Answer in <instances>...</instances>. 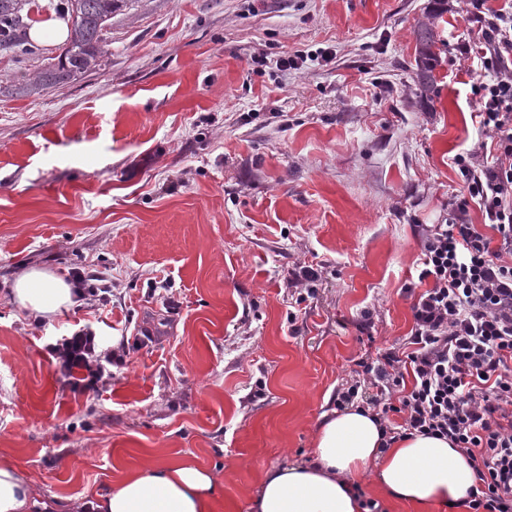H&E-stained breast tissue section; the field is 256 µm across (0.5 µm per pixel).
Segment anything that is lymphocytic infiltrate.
Masks as SVG:
<instances>
[{
	"label": "lymphocytic infiltrate",
	"instance_id": "1",
	"mask_svg": "<svg viewBox=\"0 0 512 512\" xmlns=\"http://www.w3.org/2000/svg\"><path fill=\"white\" fill-rule=\"evenodd\" d=\"M467 19L484 43L468 75L486 140L453 158L464 186L448 221L418 229L427 288L407 338L363 362L336 407L371 410L391 442L448 440L477 473L469 512H512V10L467 0ZM49 349L62 374L84 371V389L112 376L116 354L91 326Z\"/></svg>",
	"mask_w": 512,
	"mask_h": 512
}]
</instances>
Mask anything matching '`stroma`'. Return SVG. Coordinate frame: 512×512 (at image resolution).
Here are the masks:
<instances>
[{"instance_id":"1","label":"stroma","mask_w":512,"mask_h":512,"mask_svg":"<svg viewBox=\"0 0 512 512\" xmlns=\"http://www.w3.org/2000/svg\"><path fill=\"white\" fill-rule=\"evenodd\" d=\"M431 7L125 0L105 65L32 95L14 84L60 45L0 49V458L36 496L94 500L156 454L209 471L214 512H252L357 361L402 342L424 289L417 227L447 220L452 158L482 137L463 0L438 21V95L421 97ZM296 50L312 61L280 67ZM303 264L324 274L300 303ZM32 268L97 270L111 300L34 316L8 299ZM85 325L126 350L95 394L47 349Z\"/></svg>"}]
</instances>
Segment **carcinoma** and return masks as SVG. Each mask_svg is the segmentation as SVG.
Masks as SVG:
<instances>
[{
    "label": "carcinoma",
    "mask_w": 512,
    "mask_h": 512,
    "mask_svg": "<svg viewBox=\"0 0 512 512\" xmlns=\"http://www.w3.org/2000/svg\"><path fill=\"white\" fill-rule=\"evenodd\" d=\"M32 0H0V47L4 43L11 48L25 51L26 46L15 39L16 30L24 25L22 6ZM123 0H66L59 13L70 19V35L58 56V62L49 64L30 83L19 86V91L28 94L47 88H63L76 77L91 73L101 67L108 54L105 33L111 24L112 13ZM436 9L419 22L414 31L416 46V79L422 94L433 100L437 95L434 69L438 63L436 52L438 38Z\"/></svg>",
    "instance_id": "cac0c4a2"
}]
</instances>
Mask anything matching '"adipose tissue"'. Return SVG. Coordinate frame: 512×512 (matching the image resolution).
I'll return each mask as SVG.
<instances>
[{
    "label": "adipose tissue",
    "mask_w": 512,
    "mask_h": 512,
    "mask_svg": "<svg viewBox=\"0 0 512 512\" xmlns=\"http://www.w3.org/2000/svg\"><path fill=\"white\" fill-rule=\"evenodd\" d=\"M13 298L29 313L50 317L74 304L72 288L53 273L32 269L13 284ZM413 504L458 503L477 477L448 440L413 436L386 443L372 414L351 407L324 417L309 460L264 471L254 512H367L355 494L365 477ZM222 492L212 478L185 461L152 460L98 496L94 512H213ZM36 498L28 480L0 463V512H57Z\"/></svg>",
    "instance_id": "ef3b65f1"
}]
</instances>
